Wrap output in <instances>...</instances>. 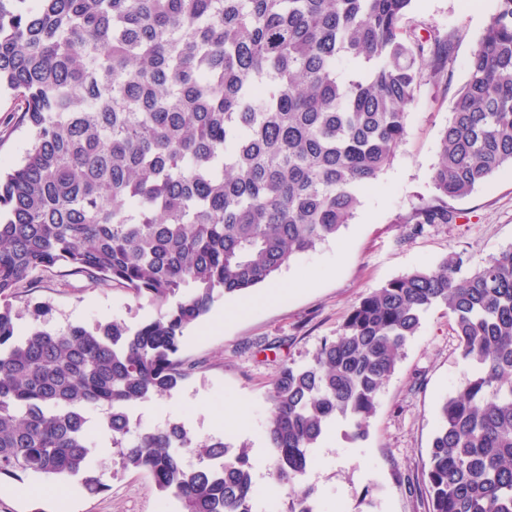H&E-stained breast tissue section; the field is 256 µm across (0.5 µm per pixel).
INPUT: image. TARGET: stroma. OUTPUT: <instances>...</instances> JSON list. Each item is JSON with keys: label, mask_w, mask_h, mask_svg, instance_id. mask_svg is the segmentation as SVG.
<instances>
[{"label": "stroma", "mask_w": 512, "mask_h": 512, "mask_svg": "<svg viewBox=\"0 0 512 512\" xmlns=\"http://www.w3.org/2000/svg\"><path fill=\"white\" fill-rule=\"evenodd\" d=\"M497 0H413L405 33L432 28L452 34L455 62L448 74L422 85L407 117V137L378 181L360 192V205L335 240L293 259L274 282L284 298L263 302L262 291L247 299L221 297L210 313L188 329L182 356L195 373L163 397L133 405L142 429L177 422L202 440L247 446L254 461L255 512H288L286 487L272 476V450L265 428L271 382L285 361L308 362L323 339L337 336L360 296L418 269H435L449 256L468 257L475 271L512 247V168L498 170L469 196L453 200L461 219L435 224L408 236L403 219L413 203L434 195L433 168L439 137L453 99L468 80L467 61L497 9ZM9 95L0 96V166L15 165L29 137L16 129ZM46 302L48 323L93 327L117 320L137 326L154 317L147 298L117 286H94L70 278L20 291L16 307ZM471 366L457 350L453 321L436 307L402 350L394 373L382 386L365 439L352 440L346 421L334 422L312 449L304 485L317 512H429L421 483L442 399L462 385ZM242 412L245 430L229 428L225 415ZM94 465L104 488L91 495L79 479L48 487L37 479L0 482V512H177L151 478L123 469L105 429L93 436Z\"/></svg>", "instance_id": "stroma-1"}]
</instances>
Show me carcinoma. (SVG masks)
<instances>
[{
    "instance_id": "obj_1",
    "label": "carcinoma",
    "mask_w": 512,
    "mask_h": 512,
    "mask_svg": "<svg viewBox=\"0 0 512 512\" xmlns=\"http://www.w3.org/2000/svg\"><path fill=\"white\" fill-rule=\"evenodd\" d=\"M412 0H0V89L32 143L0 172V481L93 475L91 414L123 465L179 512H254L250 450L183 425L133 433L129 406L195 370L185 332L221 296L333 240L450 69L452 36H403ZM432 182L405 223L453 224L448 200L512 165V0L468 60ZM454 254L362 295L305 365L283 362L266 429L288 512H315L310 450L338 418L367 435L423 316L452 315L472 376L438 408L421 480L430 512H512V250L472 274ZM77 276L147 298L135 328L46 324L11 299ZM203 465L190 468L185 454Z\"/></svg>"
}]
</instances>
